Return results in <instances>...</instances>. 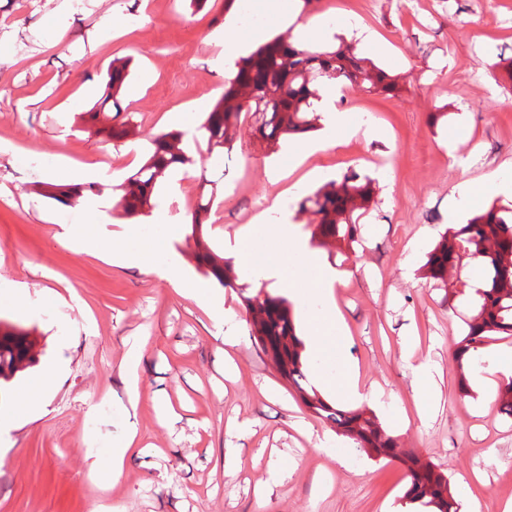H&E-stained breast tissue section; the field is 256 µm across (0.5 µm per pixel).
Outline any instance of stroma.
<instances>
[{
    "label": "stroma",
    "instance_id": "1",
    "mask_svg": "<svg viewBox=\"0 0 512 512\" xmlns=\"http://www.w3.org/2000/svg\"><path fill=\"white\" fill-rule=\"evenodd\" d=\"M286 13L308 23L318 46L342 36L362 56L395 75L398 98L384 100L353 87L336 92L344 122L323 143L306 140L244 146L224 168L197 157L153 197L173 231L157 235L152 216L141 236L156 238L184 274L199 279L188 252L189 194L209 180L217 194L205 241L223 253L243 232L253 203L285 192L270 222H296L310 237L297 203L309 190L353 170L373 179L370 210L356 255L322 247L344 276L334 296L340 329L315 356L332 375L342 360L358 369L361 385L380 392L363 400L400 446L414 448L448 473L462 512H503L512 501V418L498 411L499 389L470 378L460 395L452 352L473 312L470 268L451 271L447 289L425 276L427 253L446 228L465 223L491 200L511 207L512 195L479 192L457 215L448 212L454 187L495 176L512 183V86L494 79L499 57L512 56V0H280ZM230 16L243 53L254 50L252 30L282 33L266 0H242ZM111 25H104V18ZM207 11L186 0H0V319L28 331V367L0 389V418L14 416L17 390L68 360L64 377L38 418L19 421L0 468V512H404L407 481L398 462L376 460L314 417L269 357L243 335L224 377V337L206 309L166 280L105 255L78 254L56 232L87 223L86 206H63L31 193L36 182L123 181L143 162L154 134H195L201 97L217 102L228 73L215 67L223 43ZM133 63L123 99L136 112L135 136L112 145L77 122L102 95L113 57ZM440 113L429 126L430 113ZM28 290V311L8 309L17 289ZM146 337L142 394L130 407L118 368L137 337ZM416 358L431 357L435 400L414 399L416 382L401 359L403 343ZM180 413L173 428L157 419L155 399ZM135 426L122 477L110 487L88 478L93 460H106L113 438ZM236 450L224 472L226 447ZM281 479L271 494L255 495L271 471Z\"/></svg>",
    "mask_w": 512,
    "mask_h": 512
}]
</instances>
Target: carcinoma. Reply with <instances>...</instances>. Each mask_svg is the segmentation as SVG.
Returning a JSON list of instances; mask_svg holds the SVG:
<instances>
[{"label": "carcinoma", "instance_id": "cac0c4a2", "mask_svg": "<svg viewBox=\"0 0 512 512\" xmlns=\"http://www.w3.org/2000/svg\"><path fill=\"white\" fill-rule=\"evenodd\" d=\"M130 75V59L114 58L105 77L102 98L80 115L81 124L105 142L119 143L134 135L135 113L123 105L122 90ZM322 80L341 88L360 82L369 92L385 98L397 96L396 79L386 69L366 65L346 44L320 47L297 38L277 36L235 64V72L224 83L222 97L207 113L201 138L190 148L178 130L162 131L150 141L144 163L121 185L117 207L127 218L145 215L153 193L162 180L177 170L196 164L195 153L205 152L221 161L234 150L244 127L259 142L277 141L285 136L304 137L316 131L320 120L312 90ZM99 184L54 185L38 183L32 192L71 206L88 194L99 195ZM372 194L367 176L346 172L297 203L298 213L312 216L311 240L324 245L336 242L354 251L360 241L361 220ZM214 197L201 193L191 211L194 258L198 269L224 288L238 291L251 324V336L271 355L281 376L301 394L302 402L315 417L330 422L341 434L353 439L377 457L397 460L408 479L405 504L423 512H461V504L450 490L448 474L422 458L414 449L398 447L386 434L375 415L363 409L344 410L317 393H308L305 344L297 332L292 304L284 295L261 287L236 283L233 261L210 249L204 241V226ZM479 262L484 271V288L456 343L453 360L458 373L459 392L469 393L468 372L473 353L496 336L512 337V207L491 203L467 223L445 230L441 240L427 254L425 269L433 286L448 288V272L462 266L463 259ZM25 333L0 322V380L9 379L26 360ZM499 412L512 417V380L498 395Z\"/></svg>", "mask_w": 512, "mask_h": 512}]
</instances>
